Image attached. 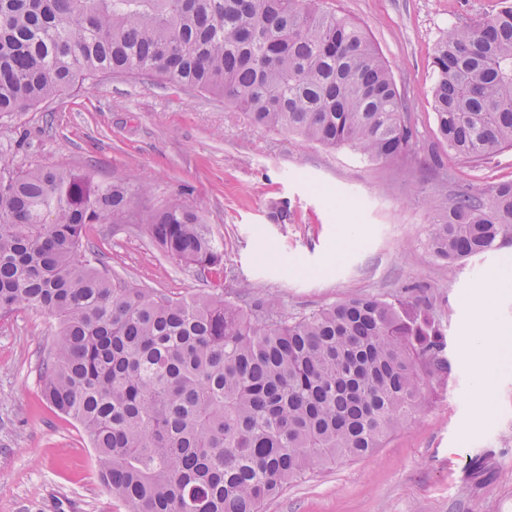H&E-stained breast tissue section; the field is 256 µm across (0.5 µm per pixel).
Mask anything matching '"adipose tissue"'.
<instances>
[{"instance_id":"obj_1","label":"adipose tissue","mask_w":512,"mask_h":512,"mask_svg":"<svg viewBox=\"0 0 512 512\" xmlns=\"http://www.w3.org/2000/svg\"><path fill=\"white\" fill-rule=\"evenodd\" d=\"M512 286V275L504 273L492 283L482 285L475 304L472 327L481 329V347L473 358L475 369H482L486 355H493L497 364H512V329L501 326L494 318V299L497 291Z\"/></svg>"}]
</instances>
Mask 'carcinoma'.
Wrapping results in <instances>:
<instances>
[{"mask_svg": "<svg viewBox=\"0 0 512 512\" xmlns=\"http://www.w3.org/2000/svg\"><path fill=\"white\" fill-rule=\"evenodd\" d=\"M441 140L478 162L512 148V4L446 30L433 50ZM218 94L250 122L386 163L415 148L387 64L319 0H0V115L101 74ZM139 182L0 154V316L58 327L43 394L76 420L102 485L129 512H258L289 481L363 458L416 419L444 333L411 296H353L287 319L224 296V251L202 211L147 218L168 257L213 284L187 299L115 280L84 258L91 224H127ZM512 237V180L444 206L448 266Z\"/></svg>", "mask_w": 512, "mask_h": 512, "instance_id": "obj_1", "label": "carcinoma"}]
</instances>
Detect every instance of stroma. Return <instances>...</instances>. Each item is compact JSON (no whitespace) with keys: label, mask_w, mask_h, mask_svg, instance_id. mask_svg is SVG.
<instances>
[{"label":"stroma","mask_w":512,"mask_h":512,"mask_svg":"<svg viewBox=\"0 0 512 512\" xmlns=\"http://www.w3.org/2000/svg\"><path fill=\"white\" fill-rule=\"evenodd\" d=\"M496 2L321 0L364 28L404 95L416 150L387 163L250 126L223 97L129 75L0 115V152L15 169L145 183L135 222L86 233L92 264L111 276L173 297L206 289L146 229L149 213L178 201L200 207L223 242L229 297L275 300L290 318L351 296L408 292L440 322L449 369L426 379L417 420L369 456L292 481L261 512H512V367L493 370L488 406L476 411L473 346L462 335L481 282L512 273V238L452 270L430 249L441 206L512 180V149L479 164L457 158L439 141L431 109L438 38ZM56 327L45 313L0 318V512H127L100 485L81 425L42 395Z\"/></svg>","instance_id":"stroma-1"}]
</instances>
